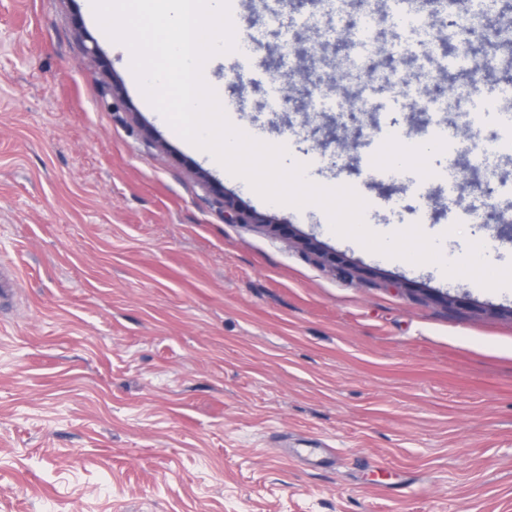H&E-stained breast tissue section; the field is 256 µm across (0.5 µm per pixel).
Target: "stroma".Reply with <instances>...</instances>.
<instances>
[{
  "label": "stroma",
  "mask_w": 512,
  "mask_h": 512,
  "mask_svg": "<svg viewBox=\"0 0 512 512\" xmlns=\"http://www.w3.org/2000/svg\"><path fill=\"white\" fill-rule=\"evenodd\" d=\"M374 15L357 150L323 89L291 111L289 69L355 80L357 42L330 31ZM209 85L231 121L287 149L309 181L352 187L365 223L450 228L456 258L486 237L512 265V151L474 169L427 152L394 178L382 120L427 139L448 61L440 17L406 33L392 0H246ZM97 43L100 52L84 53ZM129 49L84 0H0V261L21 288L0 312V512H512V287L353 245L325 211L262 198L174 138L130 83ZM262 215L228 224L224 200ZM406 96L409 99L411 105L421 112H429L430 109L435 108L439 112H448V115L455 114L456 112H467L469 108V99L466 97H460L455 101L452 107H445L444 101L436 98H419L414 94L406 92Z\"/></svg>",
  "instance_id": "obj_1"
}]
</instances>
